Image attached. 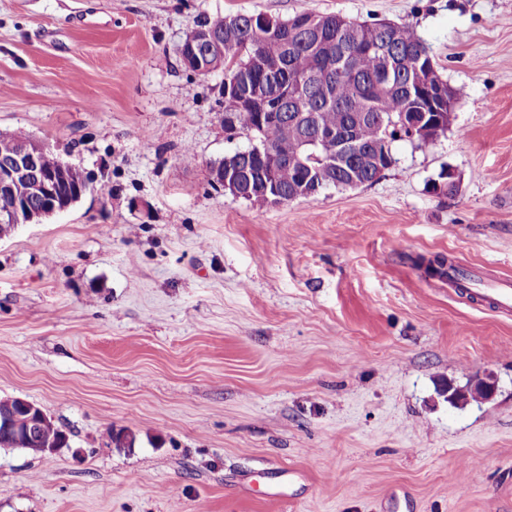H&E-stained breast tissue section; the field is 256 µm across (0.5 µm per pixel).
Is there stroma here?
Masks as SVG:
<instances>
[{"label": "stroma", "instance_id": "obj_1", "mask_svg": "<svg viewBox=\"0 0 512 512\" xmlns=\"http://www.w3.org/2000/svg\"><path fill=\"white\" fill-rule=\"evenodd\" d=\"M301 11L409 26L461 94L374 182L258 210L179 47ZM0 130L88 181L0 238V399L69 441L0 448V512H512V315L426 269L512 277V0H0ZM261 176L263 179V183L265 187L268 189V182L266 181V178L263 175V172L260 171L259 174H253L250 172V169L248 166L243 167L242 164H237L236 161L230 162V160H227V164H216L214 166L210 167V177L211 181L218 186H221L224 188V190H232L236 194H240L239 189H243L247 187L250 189L253 187V185L261 184ZM255 176L256 181H255Z\"/></svg>", "mask_w": 512, "mask_h": 512}]
</instances>
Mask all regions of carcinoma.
I'll return each instance as SVG.
<instances>
[{
	"instance_id": "carcinoma-1",
	"label": "carcinoma",
	"mask_w": 512,
	"mask_h": 512,
	"mask_svg": "<svg viewBox=\"0 0 512 512\" xmlns=\"http://www.w3.org/2000/svg\"><path fill=\"white\" fill-rule=\"evenodd\" d=\"M333 27L322 33L297 30L289 20L273 21L274 31L261 17L241 14L224 32V84L238 110L225 112L224 127L251 135L255 144L268 145L277 154L265 175L283 195L302 178L321 188L371 183L381 170L374 160L393 155V143L409 138L399 127L402 114L430 112L438 89L448 82L438 73L426 47L406 25H361L356 31L332 17ZM423 69L430 89L409 96L408 88ZM328 73L325 84L301 87L309 111L332 138L320 139L311 149L316 157L308 167L292 164L294 142L309 136L307 128L289 118L288 88L306 76ZM267 113L264 121L257 113Z\"/></svg>"
}]
</instances>
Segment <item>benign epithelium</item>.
Returning a JSON list of instances; mask_svg holds the SVG:
<instances>
[{"mask_svg": "<svg viewBox=\"0 0 512 512\" xmlns=\"http://www.w3.org/2000/svg\"><path fill=\"white\" fill-rule=\"evenodd\" d=\"M224 39V32L213 27L199 29L197 43L181 47L180 55L184 66L199 74H208L213 70L212 53H201V49L210 50ZM455 99L453 90H448V112H412L409 119L403 120L404 127L410 132L427 126L439 137L442 130L451 122ZM48 146L37 139L19 142L6 156H0V200L5 206L0 208V223L18 226L31 222L35 218L49 216L65 210L70 206L58 194L59 177L54 170L42 167V156ZM211 181L239 193V190L251 188L261 181L255 180L249 167L237 162L216 164L210 167ZM37 198L43 202L46 210L35 212L29 209V200ZM17 407L23 416L15 415L5 420L4 426L15 436L26 443L33 441L42 422L49 420V416L38 405L25 400L17 399Z\"/></svg>", "mask_w": 512, "mask_h": 512, "instance_id": "1", "label": "benign epithelium"}]
</instances>
